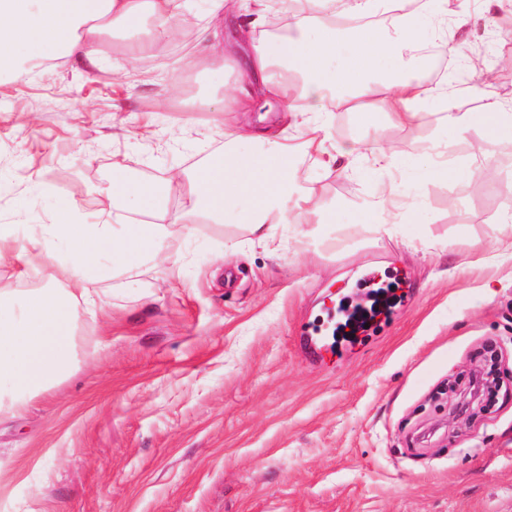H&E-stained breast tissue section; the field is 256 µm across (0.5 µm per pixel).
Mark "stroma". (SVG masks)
I'll return each instance as SVG.
<instances>
[{"label": "stroma", "instance_id": "obj_1", "mask_svg": "<svg viewBox=\"0 0 512 512\" xmlns=\"http://www.w3.org/2000/svg\"><path fill=\"white\" fill-rule=\"evenodd\" d=\"M440 12L470 17L455 38L472 58L448 59L461 71L452 102L479 106L471 75L485 66L512 103V40L486 24L483 0H442ZM148 36L106 40L95 69L57 62L0 85V224L20 240L63 201L91 224L124 209L115 166L160 185L223 152L219 115L194 103L220 102L233 62L213 61L196 36L129 67L125 46ZM328 132L335 143L376 135L412 159L400 189L423 209L424 238L406 211L388 232L358 223L392 172L300 152L306 187L336 212L321 244L291 226L261 242L231 220L190 225L165 260L130 273L97 257L93 285L111 292V310L80 316L61 382L0 416V512H512V393L469 423L442 396L486 342L512 379V266L481 261L512 212V152L488 159L453 141L449 166L474 179L429 180L434 119L412 131L374 113L364 127L334 108ZM364 266L382 281L405 272L409 301L365 344L320 362L301 326L325 321Z\"/></svg>", "mask_w": 512, "mask_h": 512}]
</instances>
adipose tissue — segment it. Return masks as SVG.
<instances>
[{
    "mask_svg": "<svg viewBox=\"0 0 512 512\" xmlns=\"http://www.w3.org/2000/svg\"><path fill=\"white\" fill-rule=\"evenodd\" d=\"M283 37L249 42L247 33L264 23L255 9L234 40L213 44L216 55L238 67L235 86L217 110L249 111L254 99L284 103V118L301 138L304 152L326 153L323 121L328 100L346 106L358 123L370 111L383 112L393 126L419 127L430 101L444 97L437 86L412 79L407 55L422 19L433 16L436 0H294ZM184 0H0V77L21 80L51 60L95 66L100 47L116 31L154 20L161 38ZM476 112H440L448 137L434 141L427 173L435 179L471 180L472 170L449 167L448 142L469 139L477 147H512V112L482 81ZM256 150H248V143ZM292 145L276 126L224 129V151L194 169L171 175L165 187L117 175L116 194L131 208L84 223L76 205L63 203L55 223L19 246L17 227L0 224V268L13 267L24 280L48 270L47 282L29 291L22 309L0 299V412H22L31 394L66 375L74 361V336L80 313L111 306L108 293L92 288L88 262L107 251L113 269L126 271L158 259L176 225L201 217L223 224L235 215L261 240L273 239L281 225H310L319 237L336 213L303 185L292 164ZM337 156L356 169L365 156L387 169L408 162L374 141L339 144ZM179 202L169 214L164 198Z\"/></svg>",
    "mask_w": 512,
    "mask_h": 512,
    "instance_id": "obj_1",
    "label": "adipose tissue"
}]
</instances>
